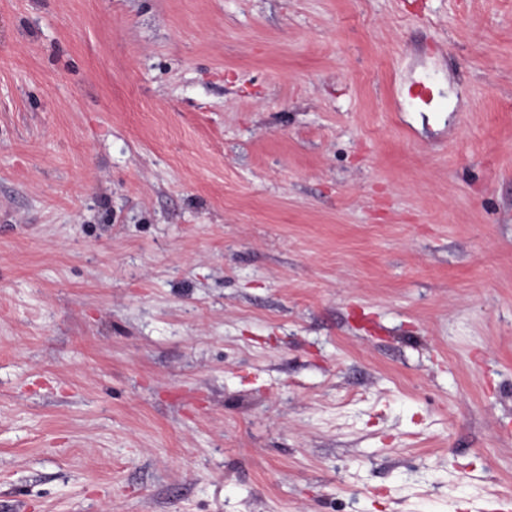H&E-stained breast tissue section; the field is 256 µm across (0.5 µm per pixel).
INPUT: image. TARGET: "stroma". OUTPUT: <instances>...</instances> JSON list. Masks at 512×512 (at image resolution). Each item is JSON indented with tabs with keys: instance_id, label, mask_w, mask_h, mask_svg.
<instances>
[{
	"instance_id": "1",
	"label": "stroma",
	"mask_w": 512,
	"mask_h": 512,
	"mask_svg": "<svg viewBox=\"0 0 512 512\" xmlns=\"http://www.w3.org/2000/svg\"><path fill=\"white\" fill-rule=\"evenodd\" d=\"M0 512H512V0H0Z\"/></svg>"
}]
</instances>
